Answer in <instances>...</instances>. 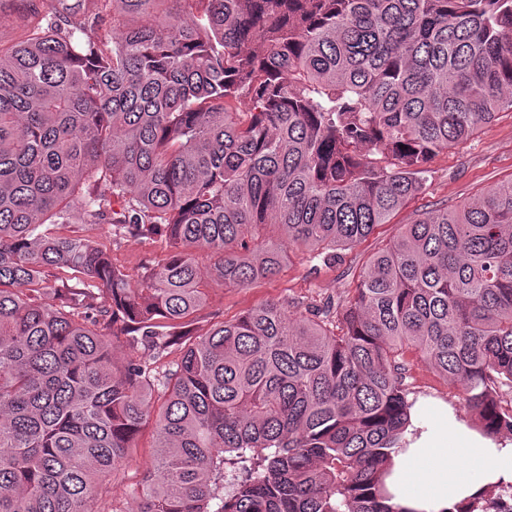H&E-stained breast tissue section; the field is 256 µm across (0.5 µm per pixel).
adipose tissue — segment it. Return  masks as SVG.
<instances>
[{
	"mask_svg": "<svg viewBox=\"0 0 512 512\" xmlns=\"http://www.w3.org/2000/svg\"><path fill=\"white\" fill-rule=\"evenodd\" d=\"M499 482H512V444L477 437L454 422L420 432L395 458L387 486L411 512H447Z\"/></svg>",
	"mask_w": 512,
	"mask_h": 512,
	"instance_id": "ef3b65f1",
	"label": "adipose tissue"
}]
</instances>
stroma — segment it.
<instances>
[{
	"instance_id": "obj_1",
	"label": "stroma",
	"mask_w": 512,
	"mask_h": 512,
	"mask_svg": "<svg viewBox=\"0 0 512 512\" xmlns=\"http://www.w3.org/2000/svg\"><path fill=\"white\" fill-rule=\"evenodd\" d=\"M512 179V111L499 112L482 126L466 143L437 154L429 164L426 190L410 200L392 219L378 226L365 240L348 250L344 262L335 267H314L306 256L291 254L281 272L272 279L263 280L249 288L213 287L208 306L195 315L197 329L209 328L212 316L224 320L236 319L257 303L278 298H289L301 304L315 305L326 299H343L352 295L357 276L369 257L397 233L399 227L412 223L427 207H455L498 183ZM104 245L110 246L113 261L137 272L150 261L167 257V240L157 236L148 240L135 234L124 235L120 243H113L112 228L104 224L93 231ZM409 383L417 402L430 403L451 409L457 422L472 431L480 424L465 407L461 392L446 384L427 365L411 360ZM152 430L144 428L123 475L104 494L103 504L117 500L126 512H131L130 492L141 480L152 461Z\"/></svg>"
}]
</instances>
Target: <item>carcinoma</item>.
<instances>
[{
  "instance_id": "carcinoma-1",
  "label": "carcinoma",
  "mask_w": 512,
  "mask_h": 512,
  "mask_svg": "<svg viewBox=\"0 0 512 512\" xmlns=\"http://www.w3.org/2000/svg\"><path fill=\"white\" fill-rule=\"evenodd\" d=\"M30 7L0 46V512H103L149 422L133 512H413L385 490L409 354L512 432V180L403 225L341 302L192 329L196 251L226 288L334 267L512 109V0ZM100 224L172 252L130 273Z\"/></svg>"
}]
</instances>
